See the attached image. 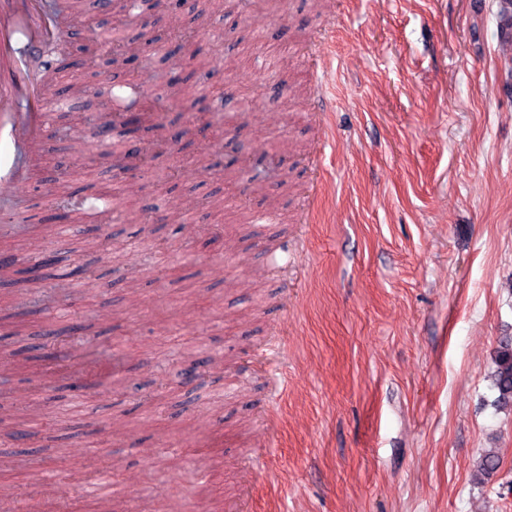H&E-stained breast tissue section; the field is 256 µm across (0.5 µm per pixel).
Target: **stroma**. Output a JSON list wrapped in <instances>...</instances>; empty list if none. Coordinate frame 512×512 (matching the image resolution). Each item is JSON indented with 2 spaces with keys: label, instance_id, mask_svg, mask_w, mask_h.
Instances as JSON below:
<instances>
[{
  "label": "stroma",
  "instance_id": "obj_1",
  "mask_svg": "<svg viewBox=\"0 0 512 512\" xmlns=\"http://www.w3.org/2000/svg\"><path fill=\"white\" fill-rule=\"evenodd\" d=\"M57 4L74 42L101 16L124 23L77 0ZM282 22L245 23L204 0L138 18L134 34L150 39L206 27L209 90L259 101L220 134L188 108L167 113L177 149L131 175L112 171L96 145L92 90L134 68L154 96L176 58L155 50L100 77L74 62L57 72V89L87 92L49 102L36 174L0 202V225L26 231L0 240V253L21 268L51 253L84 262L80 217L60 236L33 233L49 208L43 176L116 196L135 180L143 204L174 200L183 223L161 211L145 228L111 221L95 283L69 280L58 318L36 316L11 337L25 349L76 322L114 343L120 363L75 394L50 388L28 360L0 403L46 402L66 454L30 424L28 464L0 468V485L26 493L0 500V512H28L76 461L81 492L49 500L47 512H233L241 496L246 512H512V406L498 404L491 379L512 337V0H286ZM288 78L328 91L327 130L311 104L286 112L272 100ZM234 141L271 143L286 183L266 201L238 191L218 212L210 202ZM207 224L223 225V250L203 247ZM249 233L260 257L246 261ZM188 350L236 366L190 386ZM125 377L154 400L113 391ZM490 452L499 467L478 479ZM188 472L202 495H182Z\"/></svg>",
  "mask_w": 512,
  "mask_h": 512
}]
</instances>
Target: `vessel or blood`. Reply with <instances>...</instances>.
Returning a JSON list of instances; mask_svg holds the SVG:
<instances>
[{
	"instance_id": "1",
	"label": "vessel or blood",
	"mask_w": 512,
	"mask_h": 512,
	"mask_svg": "<svg viewBox=\"0 0 512 512\" xmlns=\"http://www.w3.org/2000/svg\"><path fill=\"white\" fill-rule=\"evenodd\" d=\"M34 2L0 0V195L22 183L16 155L37 149L46 120L44 92L27 60L39 55L47 42L69 36Z\"/></svg>"
}]
</instances>
